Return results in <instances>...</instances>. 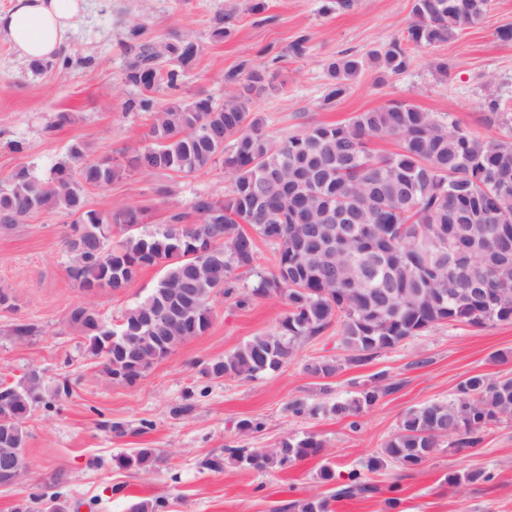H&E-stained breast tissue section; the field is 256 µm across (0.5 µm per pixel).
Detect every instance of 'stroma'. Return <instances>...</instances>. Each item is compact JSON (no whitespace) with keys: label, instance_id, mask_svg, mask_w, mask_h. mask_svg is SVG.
Instances as JSON below:
<instances>
[{"label":"stroma","instance_id":"35a3bbf8","mask_svg":"<svg viewBox=\"0 0 512 512\" xmlns=\"http://www.w3.org/2000/svg\"><path fill=\"white\" fill-rule=\"evenodd\" d=\"M265 3V12L256 15L249 0H88L66 38L68 67L40 73L0 40V179L20 163L49 176L76 142L85 143L93 157L116 160L150 144V115L129 109L139 92L124 79L128 31L138 24L151 39L187 33L201 47L177 91L154 93L158 108L174 93L223 100L225 74L246 62L268 69L273 78L275 91L256 99L252 110L276 138L394 102L413 104L483 138L512 137V40L499 36L512 28V0H491L480 24L427 47L407 40L416 21L414 0H354L348 10L330 0ZM228 12L236 16L230 35L213 40L216 18ZM301 34L310 38L306 54L289 56V44ZM394 39L404 41L413 58L406 72L384 78L366 66L334 106H324L325 60L345 53L364 57ZM440 62L447 63V73L437 72ZM491 95L506 122L487 123L485 100ZM63 113L68 120L61 124ZM15 142L22 152L12 151ZM229 183L220 165L191 177L132 173L86 191L85 203L106 211L143 208L141 228L151 231L188 209L196 194L220 196ZM162 185L169 189L164 197L156 193ZM72 221L67 214L38 212L20 229L0 234V287L14 296L13 308L0 309V379L12 383L34 369L46 390L69 387L68 395L39 407L27 421L30 475L18 485L0 486V512H17L30 495L45 492L79 505L80 512H130L133 503L157 498L166 502L163 512H293L292 503L313 495L330 498L332 512H388L385 489L392 483L403 487L402 512H512V421L491 426L477 447H443L414 468L390 462L367 473L375 488L368 496L335 498V484L320 479L327 463L340 474L363 469L404 413L452 398L468 377H512V322L439 324L362 366L347 364L340 333L332 327L301 341L278 372L254 380L213 379L202 372L206 363L274 332L288 310L283 297L251 295L253 279L240 269L238 296L245 303L215 297L204 335L181 344L136 384L117 383L66 321L69 308L84 299L67 275L64 240ZM161 276L160 268L144 269L122 293H99L96 307L116 321ZM21 322L36 324L38 333L15 338L12 328ZM319 359L336 360L341 368L327 379L313 377L306 366ZM378 375L397 389L364 411L357 427L331 413L332 404L352 398ZM297 403L302 412H294ZM244 419L261 421V431H240ZM308 435L322 440L323 452L284 470L228 466L215 472L204 465L225 448H273L285 437ZM133 448L157 449L164 460L146 474L122 468L118 457ZM473 468L492 473V480L450 484V477ZM60 472L65 481L58 484Z\"/></svg>","mask_w":512,"mask_h":512}]
</instances>
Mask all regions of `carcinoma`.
Here are the masks:
<instances>
[{
  "instance_id": "cac0c4a2",
  "label": "carcinoma",
  "mask_w": 512,
  "mask_h": 512,
  "mask_svg": "<svg viewBox=\"0 0 512 512\" xmlns=\"http://www.w3.org/2000/svg\"><path fill=\"white\" fill-rule=\"evenodd\" d=\"M490 0H414L418 18L408 32L416 45L444 43L487 14ZM233 15L215 21L211 36L231 32ZM141 26L131 30L135 52L128 57L126 81L141 93L139 107L153 112L152 143L121 161L91 159L83 143L71 145L67 160L44 180L25 164L0 185V231L19 226L35 212L79 215L65 238L72 253L68 277L80 288L121 292L144 269L162 277L142 301L128 308L115 328L99 312L67 315L68 323L101 359L112 381L132 385L179 345L211 325V302L237 294L238 269L256 272L253 294H279L288 304L276 332L254 336L203 373L213 379H257L280 370L304 339L340 326L347 361L365 364L403 340L442 323L484 326L512 321V139H486L442 124L429 112L396 102L363 112L348 123L317 124L275 139L251 113L254 99L275 90L267 71L225 75L227 99L171 97L153 111L151 94L177 87L191 66L182 35L156 42ZM173 62L170 68L160 61ZM381 76L405 72L411 56L399 40L373 57ZM363 62L344 54L325 63L329 83L324 103L332 105L348 89ZM150 71L156 81L140 75ZM397 138L399 148L380 154L369 144ZM222 162L230 176L224 195H196L188 212H176L152 232H138L143 209H88L84 193L103 188L131 172H172L192 176ZM126 230L112 242V226ZM253 227L256 235L244 231ZM272 246L274 270H256L255 237ZM436 239L447 240L441 248ZM340 366L315 362L310 374L330 378ZM397 389L382 379L357 392L331 412L357 417ZM48 404L41 376L28 372L15 384L0 385V457L26 452V422ZM512 420V377L475 375L462 381L454 398L409 410L397 431L366 468L374 472L392 460L405 468L424 462L442 439L454 448H473L487 428ZM315 436L288 437L274 448H226L206 466L222 471L286 469L316 456ZM155 448H138L118 458L121 466L151 471L160 461ZM372 487L352 470L336 498ZM57 496L40 494L17 512H65ZM298 512H329V499L309 497Z\"/></svg>"
}]
</instances>
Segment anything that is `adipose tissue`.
I'll return each instance as SVG.
<instances>
[{"label":"adipose tissue","mask_w":512,"mask_h":512,"mask_svg":"<svg viewBox=\"0 0 512 512\" xmlns=\"http://www.w3.org/2000/svg\"><path fill=\"white\" fill-rule=\"evenodd\" d=\"M84 0H13L0 12V37L27 60H52L60 52L65 35Z\"/></svg>","instance_id":"obj_1"}]
</instances>
